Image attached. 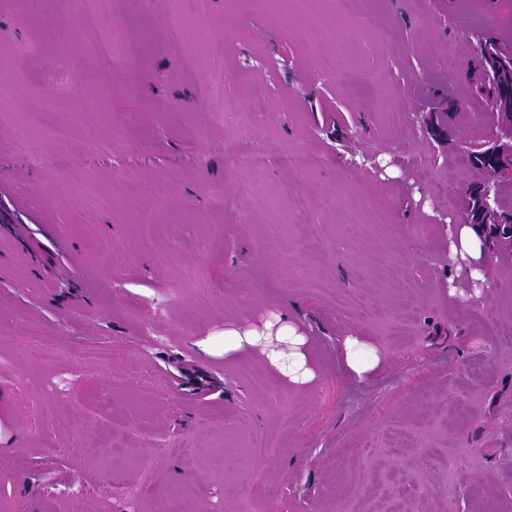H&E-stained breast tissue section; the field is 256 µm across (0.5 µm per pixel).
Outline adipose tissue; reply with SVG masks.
<instances>
[{"label":"adipose tissue","mask_w":512,"mask_h":512,"mask_svg":"<svg viewBox=\"0 0 512 512\" xmlns=\"http://www.w3.org/2000/svg\"><path fill=\"white\" fill-rule=\"evenodd\" d=\"M448 260L467 270L471 280L488 282L486 248L479 227L451 225ZM201 354L232 360L248 352H258L287 385L307 386L316 378L310 366L308 338L304 327L287 312L270 314L259 324H226L223 331L198 341Z\"/></svg>","instance_id":"ef3b65f1"}]
</instances>
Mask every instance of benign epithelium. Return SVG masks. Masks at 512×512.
Segmentation results:
<instances>
[{
  "instance_id": "obj_1",
  "label": "benign epithelium",
  "mask_w": 512,
  "mask_h": 512,
  "mask_svg": "<svg viewBox=\"0 0 512 512\" xmlns=\"http://www.w3.org/2000/svg\"><path fill=\"white\" fill-rule=\"evenodd\" d=\"M512 66V49L505 50L499 42L486 48L484 74L490 82L501 72ZM488 109L497 117L496 133L483 142L479 149L494 161V168L485 175L477 186L483 214L494 221L493 234L489 245L493 249L512 250V212L502 209L500 189L505 183H512V113L501 107V101L488 103Z\"/></svg>"
}]
</instances>
